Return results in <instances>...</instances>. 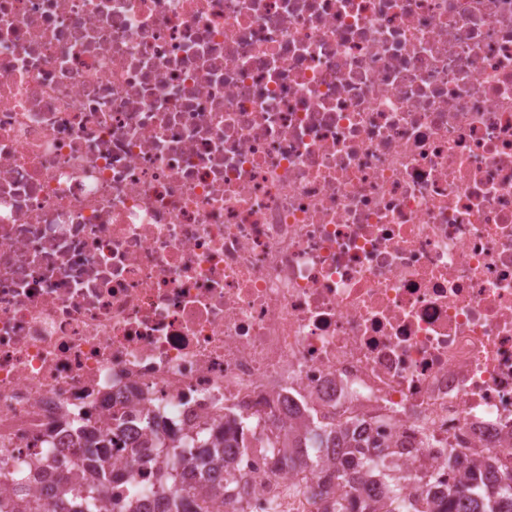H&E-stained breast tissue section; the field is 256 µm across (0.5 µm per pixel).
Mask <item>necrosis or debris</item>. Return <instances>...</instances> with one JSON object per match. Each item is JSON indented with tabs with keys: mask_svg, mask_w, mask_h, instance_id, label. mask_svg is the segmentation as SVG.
Returning a JSON list of instances; mask_svg holds the SVG:
<instances>
[{
	"mask_svg": "<svg viewBox=\"0 0 512 512\" xmlns=\"http://www.w3.org/2000/svg\"><path fill=\"white\" fill-rule=\"evenodd\" d=\"M363 421L512 470V0H0V500L74 423ZM245 512L315 472L227 449Z\"/></svg>",
	"mask_w": 512,
	"mask_h": 512,
	"instance_id": "necrosis-or-debris-1",
	"label": "necrosis or debris"
}]
</instances>
